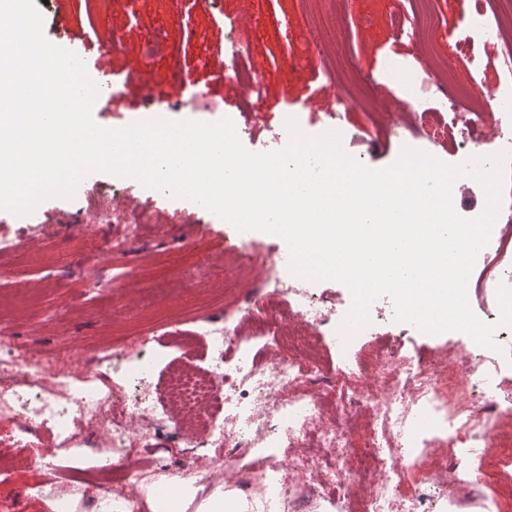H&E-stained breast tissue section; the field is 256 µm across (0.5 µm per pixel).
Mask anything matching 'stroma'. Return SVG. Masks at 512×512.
Segmentation results:
<instances>
[{
    "label": "stroma",
    "mask_w": 512,
    "mask_h": 512,
    "mask_svg": "<svg viewBox=\"0 0 512 512\" xmlns=\"http://www.w3.org/2000/svg\"><path fill=\"white\" fill-rule=\"evenodd\" d=\"M474 10V0H197L184 15L170 0H124L116 11L105 10L102 0H48L42 15L46 38L81 54L89 76L107 85L106 97L93 108L100 126L123 128L159 114L209 123L229 117L245 128L243 145L262 152L290 117L304 133L329 130L334 123L326 109L325 84L337 74L353 92L336 123L342 147L368 167L381 169L393 164L405 146L452 166L463 163L461 149L433 144L415 133L407 127L406 115L437 104L433 92L422 90L423 80L474 89L505 81L500 42L483 37L472 52L462 49L473 30ZM397 11L434 19L435 26L426 35L413 23L395 29L391 16ZM448 29L454 32L450 45L443 39ZM156 36L163 42L161 50L144 58V41ZM236 45L246 47L259 69L261 95L230 75L223 84H210L207 60ZM100 46L110 51L108 80L94 67ZM145 68L157 88L165 90L162 100L138 99L129 83V76ZM407 90L413 91V102L401 100ZM113 180L110 174H91L74 199H47L21 221L0 213V240L20 244L16 253L0 254V314L10 317L14 338L28 355L60 352L58 367L73 378L85 373L89 355L111 340L113 329L142 324L154 310L149 293L139 285L86 291L92 275L112 276L126 261L108 247L120 225L98 223L90 209L96 190ZM112 205L136 207L150 216L140 234L149 249L137 254L138 265L152 274L172 270L180 279L170 308L182 340L167 351V365L156 372L161 388L171 371L207 365L203 343L193 335L194 304L210 299L209 314L223 318L224 304L212 302V295L226 288L243 297L253 284L226 274L224 250L235 241L236 230L196 203L135 181L117 193ZM370 313L373 327L349 344L322 338L325 367L336 391L363 382L361 361L385 339L400 337L407 355L448 361L469 342L460 332L429 335L395 321L387 296L377 299ZM1 446L9 449L13 466L9 474H0V512H51L49 502L57 489L49 486L24 495V488L38 484L41 475L30 468V448L19 442L11 423L0 419Z\"/></svg>",
    "instance_id": "35a3bbf8"
}]
</instances>
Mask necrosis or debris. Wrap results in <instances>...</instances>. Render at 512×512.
I'll return each instance as SVG.
<instances>
[{"label":"necrosis or debris","instance_id":"necrosis-or-debris-1","mask_svg":"<svg viewBox=\"0 0 512 512\" xmlns=\"http://www.w3.org/2000/svg\"><path fill=\"white\" fill-rule=\"evenodd\" d=\"M501 6L481 15L483 36L501 40L508 82L498 86L500 109L512 110V35L506 34ZM468 109L446 117L438 109L413 112L414 130L435 143H468L480 116V92L463 94ZM240 233L228 250L241 270L260 268L264 276L251 295L226 310L223 321L199 319V334L210 351L201 374H179L169 384L171 411L158 407L155 370L162 349L172 346L171 332L153 337L151 348L129 350L120 343L91 357L85 377L73 379L51 370L49 360L30 358L0 326V419L13 424L30 448L44 434L57 440L55 460L42 462V482H64L120 473L138 482L144 475L168 471L163 454L150 447L170 424L199 422L190 446L206 443L223 449L220 457L195 467L194 475L223 477L227 486L248 492L267 490L270 475L279 478L288 512H316L319 502L336 512H439L451 504L457 512L484 505L485 489L505 462L491 423L512 414V379L499 380L489 349L463 347L454 363L403 355L396 340L378 347L363 366L367 383L336 392L321 359L316 336L336 326V308L308 281L284 277L287 258L261 253ZM483 263L468 282L469 299L479 300L486 322H497L499 285L512 287V194L506 195ZM299 306L287 321L283 305ZM288 345L293 355L275 350ZM372 428L366 448L353 447L361 426ZM106 437L111 456L95 454ZM298 449L292 460L274 455L281 444ZM440 447L429 461L411 459L414 445ZM266 449L255 458L251 449ZM482 464L469 478L459 467L470 456ZM318 470L308 484L300 475ZM412 486H405V479Z\"/></svg>","mask_w":512,"mask_h":512}]
</instances>
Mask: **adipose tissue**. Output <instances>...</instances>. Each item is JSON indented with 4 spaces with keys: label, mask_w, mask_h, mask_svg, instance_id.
Wrapping results in <instances>:
<instances>
[{
    "label": "adipose tissue",
    "mask_w": 512,
    "mask_h": 512,
    "mask_svg": "<svg viewBox=\"0 0 512 512\" xmlns=\"http://www.w3.org/2000/svg\"><path fill=\"white\" fill-rule=\"evenodd\" d=\"M147 512H284L281 503L217 484L211 487L163 475L144 487Z\"/></svg>",
    "instance_id": "1"
}]
</instances>
